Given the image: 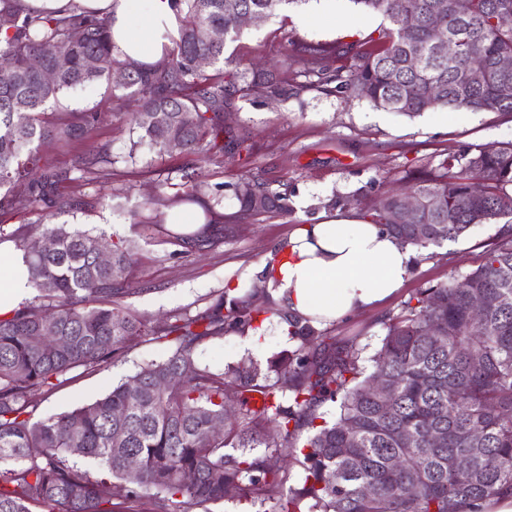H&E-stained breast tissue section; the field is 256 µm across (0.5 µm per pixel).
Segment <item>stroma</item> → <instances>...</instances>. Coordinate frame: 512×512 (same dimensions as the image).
<instances>
[{
	"mask_svg": "<svg viewBox=\"0 0 512 512\" xmlns=\"http://www.w3.org/2000/svg\"><path fill=\"white\" fill-rule=\"evenodd\" d=\"M315 7L314 0H304L249 27L230 47L236 61L244 66L280 65L289 42L363 41L377 36L385 25L381 15L359 12L352 0H331L329 22L300 24L299 16ZM351 18L356 19V26H348ZM105 91V85L97 84L61 97L56 111L63 117L78 122L96 112L100 118L85 137L49 140L40 148L47 166L70 173L61 193L83 200L85 209L53 215L1 211L0 227L5 233L0 241L11 242L17 231L35 235L42 225L63 222L123 241L136 258L131 281L137 292L125 303L134 314L150 321L193 316L206 310L224 288L252 287L269 253L297 227L315 223L313 209L323 200L335 195L373 200L389 185L403 184L409 175L436 169L444 150L512 142V118L493 113L437 111L411 119L339 93L314 92L285 102L252 95L230 116L232 125L249 132L250 154L239 158L206 155L197 165V179L212 190L224 183L229 172H257L294 188L293 211L254 224L216 225L209 233L210 244L189 255L177 234L155 218L177 194L166 180L167 170L184 164L186 155L177 150L161 153L145 145L135 160H128L136 105L126 100L113 112L100 114ZM104 152L111 158L104 178L91 183L80 178L73 168L75 159ZM498 232V225L478 224L458 241L418 253L398 294L376 309L327 324L329 335L340 342L357 340L365 356H372L385 334L384 318L397 315L403 302L420 289L476 268ZM286 348L277 321L270 319L262 324L252 346L244 345L242 334L229 332L202 342L195 355L200 364L220 372L245 356L267 363ZM167 354V344L147 340L96 370L74 369L40 404L37 414L56 415L91 403L112 385Z\"/></svg>",
	"mask_w": 512,
	"mask_h": 512,
	"instance_id": "obj_1",
	"label": "stroma"
}]
</instances>
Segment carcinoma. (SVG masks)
I'll use <instances>...</instances> for the list:
<instances>
[{"mask_svg": "<svg viewBox=\"0 0 512 512\" xmlns=\"http://www.w3.org/2000/svg\"><path fill=\"white\" fill-rule=\"evenodd\" d=\"M179 2L174 47L156 65L140 66L118 57L103 17H33L14 0H0V21L10 30L0 45V209H82L83 201L59 193L70 171L40 166L38 146L94 126L96 113L78 124L52 121L47 109L100 82L108 90L103 110L115 109L120 91L139 102L131 159L144 143L170 151L173 137L193 154L248 150L249 133L224 126V113L239 109L258 86L282 101L337 92L409 118L444 109L512 115V72L496 69L499 58L512 56V0H351L390 26L375 40L341 47L294 42L285 71L238 68L227 80L224 65L234 59L224 53L243 32L239 16L267 19L300 0ZM438 24L455 39L451 65L433 45ZM214 28L224 29L219 44L210 40ZM89 56L99 60L93 70L85 67ZM34 57L57 69L53 82L29 67ZM200 57L209 60L202 70ZM120 68L129 69L123 83L114 79ZM468 69L486 71L487 79L461 96L456 87ZM185 115L192 123H182ZM101 163L79 157L74 169L93 181L103 175ZM172 174L188 192L200 191L194 164ZM475 178L482 181L478 200L457 208ZM409 191L422 200L410 224L397 223L393 189L366 203L333 196L320 207L362 204L373 223L420 250L455 241L474 224L501 230L474 270L404 301L369 358L356 341L338 346L310 320L277 308L265 271L260 285L232 298L222 293L200 316L150 326L123 303L137 292L129 281L130 248L66 223L21 238L38 303L0 317V512H114L121 505L130 512L136 503L149 505L148 512H171L174 504L192 512L230 491L255 502L278 500L281 512H469L478 501L512 492V142L449 151L437 171L413 176ZM226 192V224L293 212L288 185L274 188L243 171L211 195L209 213L224 206ZM46 241L52 248L43 247ZM97 245L109 250L108 263L97 261ZM477 304L479 327L471 318ZM268 313L288 324L292 347L267 368L244 359L217 373L198 363L200 342ZM430 326L437 344L424 335ZM144 337L172 343L167 358L92 403L35 418L70 370L109 364ZM377 379L393 386L392 402L370 391ZM329 401L338 403L336 420L319 424ZM215 422L224 433L210 432ZM303 434V477L291 485L275 456L294 453ZM454 456L470 458L472 468L450 469ZM81 460L101 464L104 475H92Z\"/></svg>", "mask_w": 512, "mask_h": 512, "instance_id": "obj_1", "label": "carcinoma"}]
</instances>
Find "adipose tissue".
Returning <instances> with one entry per match:
<instances>
[{"label": "adipose tissue", "instance_id": "obj_1", "mask_svg": "<svg viewBox=\"0 0 512 512\" xmlns=\"http://www.w3.org/2000/svg\"><path fill=\"white\" fill-rule=\"evenodd\" d=\"M40 17L77 11L107 16L120 59L154 65L178 34L173 0H17ZM412 250L363 215L334 212L297 228L281 254L271 257L275 300L322 326L378 306L396 295L411 267Z\"/></svg>", "mask_w": 512, "mask_h": 512}]
</instances>
